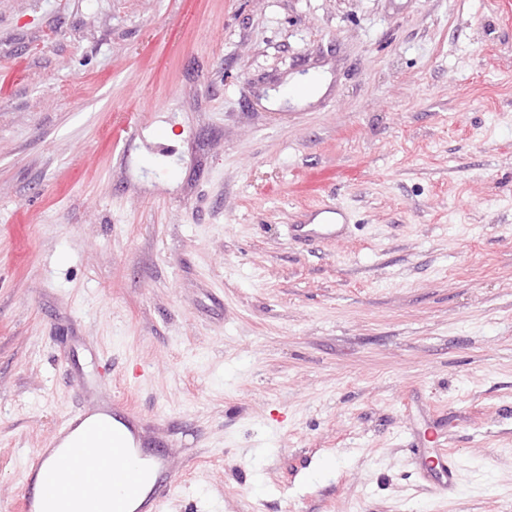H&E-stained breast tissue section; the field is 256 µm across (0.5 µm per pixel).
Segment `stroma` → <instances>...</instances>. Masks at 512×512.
<instances>
[{
	"instance_id": "35a3bbf8",
	"label": "stroma",
	"mask_w": 512,
	"mask_h": 512,
	"mask_svg": "<svg viewBox=\"0 0 512 512\" xmlns=\"http://www.w3.org/2000/svg\"><path fill=\"white\" fill-rule=\"evenodd\" d=\"M106 392L160 512H512V0H0V512ZM292 96L296 101H305L317 96L323 89L322 78L315 76L296 79L291 82ZM331 222L323 224H295V236L299 239L317 240L322 237L337 235L336 226ZM438 448L433 456L426 458L421 464V471L426 482H431L432 490L436 495H453L457 490L458 469L453 452L443 448V441H436Z\"/></svg>"
}]
</instances>
